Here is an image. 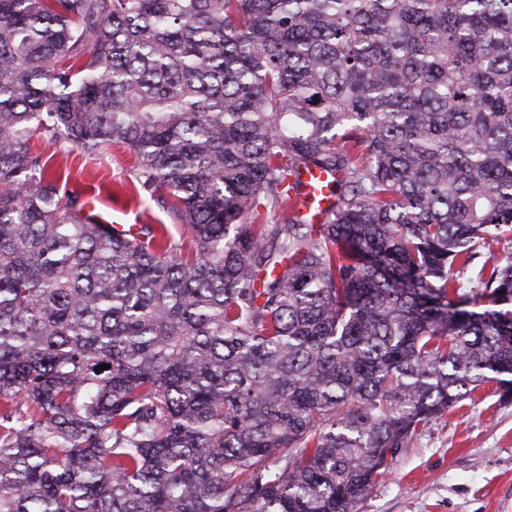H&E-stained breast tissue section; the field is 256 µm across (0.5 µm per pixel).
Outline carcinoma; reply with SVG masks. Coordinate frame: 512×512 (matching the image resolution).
<instances>
[{
	"label": "carcinoma",
	"mask_w": 512,
	"mask_h": 512,
	"mask_svg": "<svg viewBox=\"0 0 512 512\" xmlns=\"http://www.w3.org/2000/svg\"><path fill=\"white\" fill-rule=\"evenodd\" d=\"M37 133L188 237L84 215ZM507 232L512 0H0V512H357L512 401V261L454 273ZM31 145L43 161L49 159V172L59 181L62 192L79 193L82 198L96 193L112 203V216L121 223L112 224L116 232L135 231L130 224H166L174 239L183 237L182 224L156 202L145 201L146 193L137 181L138 160L125 145H112L99 159L87 157L75 145L55 144L46 137H35ZM332 180L326 173L320 171L305 172L301 176V200L303 201L302 211L304 214L318 213L323 210L327 203L322 204L316 197L319 195V187Z\"/></svg>",
	"instance_id": "carcinoma-1"
}]
</instances>
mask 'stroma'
Returning a JSON list of instances; mask_svg holds the SVG:
<instances>
[{"label":"stroma","mask_w":512,"mask_h":512,"mask_svg":"<svg viewBox=\"0 0 512 512\" xmlns=\"http://www.w3.org/2000/svg\"><path fill=\"white\" fill-rule=\"evenodd\" d=\"M31 145L62 190L100 195L121 223L164 224L173 238L183 237L182 224L146 200L138 160L125 145L99 159L45 137ZM358 512H512V403L500 401L495 384L485 385L406 448Z\"/></svg>","instance_id":"stroma-1"}]
</instances>
